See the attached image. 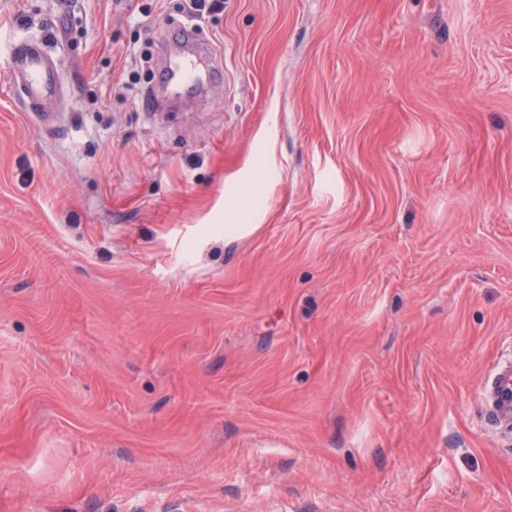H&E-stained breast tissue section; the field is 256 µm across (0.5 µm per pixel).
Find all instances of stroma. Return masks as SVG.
I'll use <instances>...</instances> for the list:
<instances>
[{"mask_svg": "<svg viewBox=\"0 0 512 512\" xmlns=\"http://www.w3.org/2000/svg\"><path fill=\"white\" fill-rule=\"evenodd\" d=\"M180 4L0 0V512H512V0ZM7 69L14 78L23 104L35 111L58 88V68L39 41L15 43L9 50ZM198 60L199 59L195 57L182 59L178 72H173L171 77L166 67L163 71L164 84H167L169 79H171V81H176L185 88L189 87L196 80L198 73ZM485 410L490 425L512 437V363L496 368L486 390Z\"/></svg>", "mask_w": 512, "mask_h": 512, "instance_id": "stroma-1", "label": "stroma"}]
</instances>
